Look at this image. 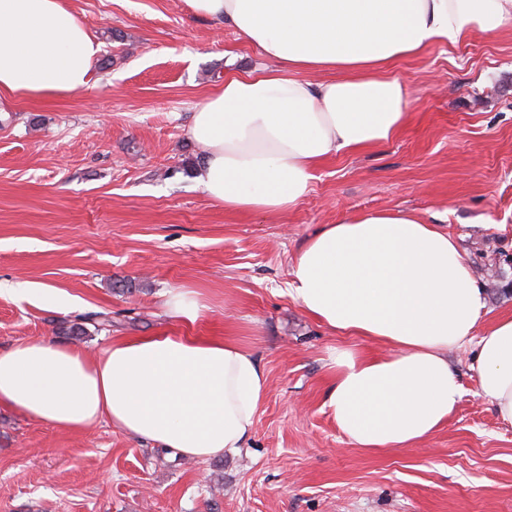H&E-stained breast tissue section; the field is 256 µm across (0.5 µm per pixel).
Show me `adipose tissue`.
<instances>
[{"instance_id": "1", "label": "adipose tissue", "mask_w": 512, "mask_h": 512, "mask_svg": "<svg viewBox=\"0 0 512 512\" xmlns=\"http://www.w3.org/2000/svg\"><path fill=\"white\" fill-rule=\"evenodd\" d=\"M232 27L266 63L192 114L199 183L225 208L282 213L319 164L391 140L412 103L394 61L472 31H512V0H185ZM100 44L64 0H0V96L86 88ZM288 293L319 325L392 347L333 349L324 402L346 441L411 448L462 397L451 352H469L476 393L512 424V316L482 325L485 288L457 241L411 212L352 215L299 247ZM268 388L252 351L226 340L117 338L95 356L49 339L0 350V408L67 430L107 420L186 459L246 447Z\"/></svg>"}]
</instances>
